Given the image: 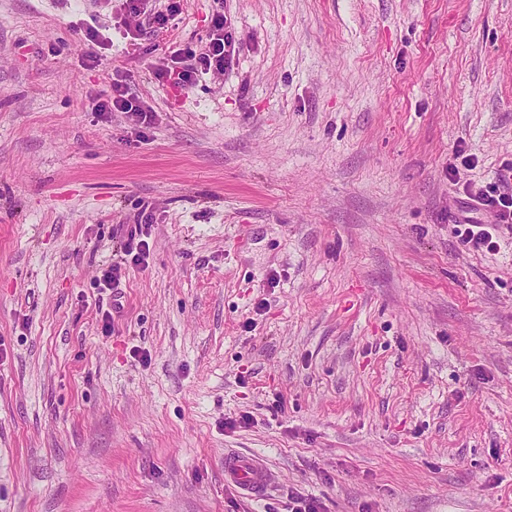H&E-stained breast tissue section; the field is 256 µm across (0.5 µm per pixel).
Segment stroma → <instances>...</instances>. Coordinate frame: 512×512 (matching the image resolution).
Masks as SVG:
<instances>
[{"instance_id": "obj_1", "label": "stroma", "mask_w": 512, "mask_h": 512, "mask_svg": "<svg viewBox=\"0 0 512 512\" xmlns=\"http://www.w3.org/2000/svg\"><path fill=\"white\" fill-rule=\"evenodd\" d=\"M168 4L0 0V512H512V234L448 222L512 164V0ZM218 10L232 69L159 81ZM97 112H125L131 114L136 125L147 127L151 121V109H143L140 105H133L129 99L125 85L119 81L112 84V96L107 100L99 101L94 106ZM148 209L149 205L143 206L134 227L126 233L124 255L129 256L134 265L144 264L150 251L147 236L149 235L148 225L153 222V214L152 211L148 212ZM224 482L247 497L261 499L276 482V475L263 459L229 450L224 452Z\"/></svg>"}]
</instances>
